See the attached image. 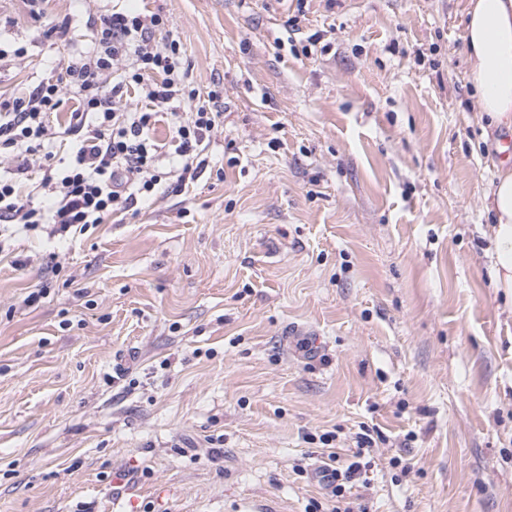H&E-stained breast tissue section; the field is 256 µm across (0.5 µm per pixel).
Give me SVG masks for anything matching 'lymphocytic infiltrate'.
Here are the masks:
<instances>
[{
    "label": "lymphocytic infiltrate",
    "instance_id": "obj_1",
    "mask_svg": "<svg viewBox=\"0 0 512 512\" xmlns=\"http://www.w3.org/2000/svg\"><path fill=\"white\" fill-rule=\"evenodd\" d=\"M167 25L147 9L100 15L89 25L88 46L57 78L0 95V155L13 161L0 174V224L42 227L48 238H62L129 212L161 183L178 192L200 178L223 112L216 92L192 86L181 42L161 37ZM161 118L172 131L177 162L170 167L153 136ZM60 138L72 144L66 162L52 150ZM333 440L321 437L337 500L331 512H352L344 505L346 486L360 477L373 439L361 435L346 465Z\"/></svg>",
    "mask_w": 512,
    "mask_h": 512
}]
</instances>
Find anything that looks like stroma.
<instances>
[{"instance_id": "stroma-1", "label": "stroma", "mask_w": 512, "mask_h": 512, "mask_svg": "<svg viewBox=\"0 0 512 512\" xmlns=\"http://www.w3.org/2000/svg\"><path fill=\"white\" fill-rule=\"evenodd\" d=\"M144 3L223 119L184 190L0 252V512H331L320 436L374 429L366 512H512L483 208L506 133L468 79V0H310L298 32L295 0ZM112 6L50 0L51 44L0 0L28 49L0 91L57 75Z\"/></svg>"}]
</instances>
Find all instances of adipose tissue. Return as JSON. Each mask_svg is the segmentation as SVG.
<instances>
[{"label":"adipose tissue","mask_w":512,"mask_h":512,"mask_svg":"<svg viewBox=\"0 0 512 512\" xmlns=\"http://www.w3.org/2000/svg\"><path fill=\"white\" fill-rule=\"evenodd\" d=\"M465 41L480 114L512 129V0H469ZM484 207L492 217L493 285L512 298V161H499Z\"/></svg>","instance_id":"ef3b65f1"}]
</instances>
